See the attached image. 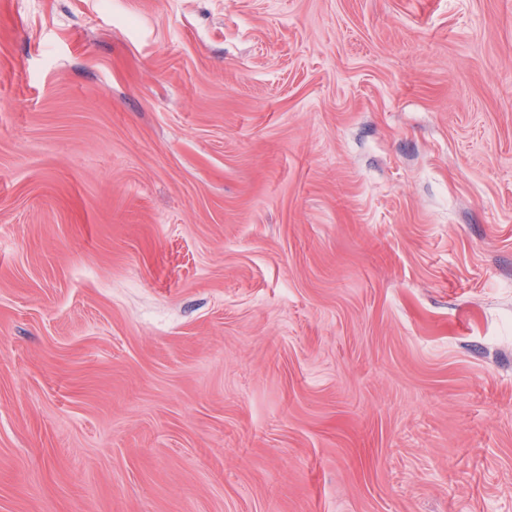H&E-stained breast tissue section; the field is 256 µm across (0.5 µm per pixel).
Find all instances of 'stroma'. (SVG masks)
<instances>
[{"mask_svg": "<svg viewBox=\"0 0 512 512\" xmlns=\"http://www.w3.org/2000/svg\"><path fill=\"white\" fill-rule=\"evenodd\" d=\"M0 512H512V0H0Z\"/></svg>", "mask_w": 512, "mask_h": 512, "instance_id": "obj_1", "label": "stroma"}]
</instances>
